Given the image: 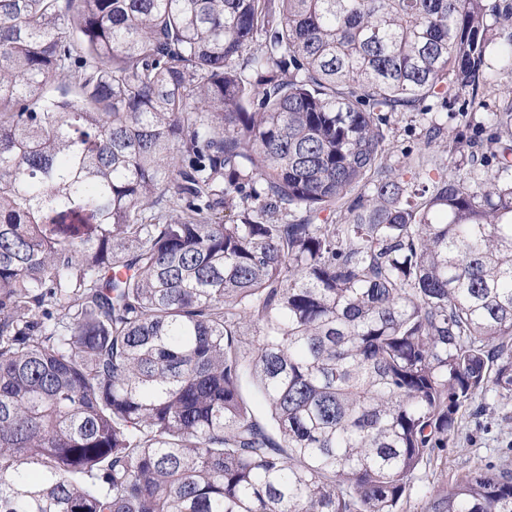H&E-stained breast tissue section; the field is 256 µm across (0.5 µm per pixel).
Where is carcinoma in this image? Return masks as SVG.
Here are the masks:
<instances>
[{
    "mask_svg": "<svg viewBox=\"0 0 512 512\" xmlns=\"http://www.w3.org/2000/svg\"><path fill=\"white\" fill-rule=\"evenodd\" d=\"M509 15L0 0V512H400L512 397ZM493 80L491 174L431 176L435 124L385 162L394 113ZM424 512H512V470ZM243 394L249 402L255 417L261 422H268V406L249 376L245 377L243 381Z\"/></svg>",
    "mask_w": 512,
    "mask_h": 512,
    "instance_id": "1",
    "label": "carcinoma"
}]
</instances>
